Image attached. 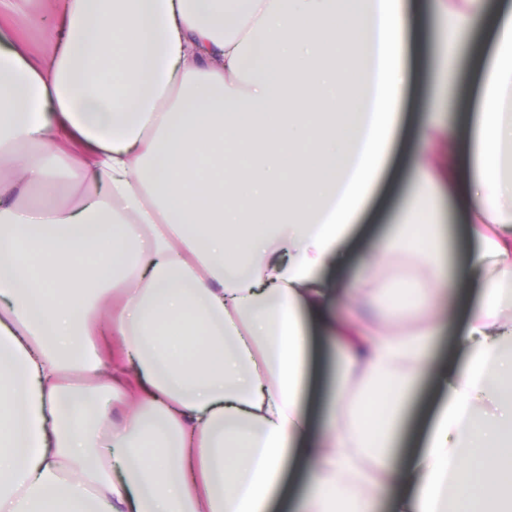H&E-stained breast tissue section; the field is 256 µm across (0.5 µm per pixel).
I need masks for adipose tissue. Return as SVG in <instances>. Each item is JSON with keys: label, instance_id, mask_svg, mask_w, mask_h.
I'll list each match as a JSON object with an SVG mask.
<instances>
[{"label": "adipose tissue", "instance_id": "1", "mask_svg": "<svg viewBox=\"0 0 512 512\" xmlns=\"http://www.w3.org/2000/svg\"><path fill=\"white\" fill-rule=\"evenodd\" d=\"M440 18L479 108L437 86L453 117L411 132L397 230L347 278ZM43 23L49 54L0 38V512H266L289 468L303 512H512V7L61 0ZM382 289V326L335 318ZM425 378L441 401L398 447ZM342 356L336 351V348L325 351L318 363L316 375L321 392L327 397L335 391L336 372L341 365Z\"/></svg>", "mask_w": 512, "mask_h": 512}]
</instances>
